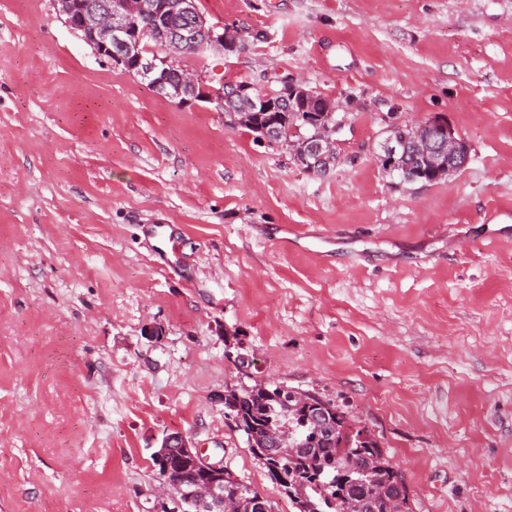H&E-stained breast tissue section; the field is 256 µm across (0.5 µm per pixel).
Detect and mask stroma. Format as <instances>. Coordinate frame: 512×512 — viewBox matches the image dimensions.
<instances>
[{
    "mask_svg": "<svg viewBox=\"0 0 512 512\" xmlns=\"http://www.w3.org/2000/svg\"><path fill=\"white\" fill-rule=\"evenodd\" d=\"M197 4L247 38L182 65L341 103L338 161L308 173L53 0H0V512H160L172 432L292 512L224 416L257 382L365 427L413 512H512V0ZM435 115L469 163L399 183L383 129Z\"/></svg>",
    "mask_w": 512,
    "mask_h": 512,
    "instance_id": "stroma-1",
    "label": "stroma"
}]
</instances>
